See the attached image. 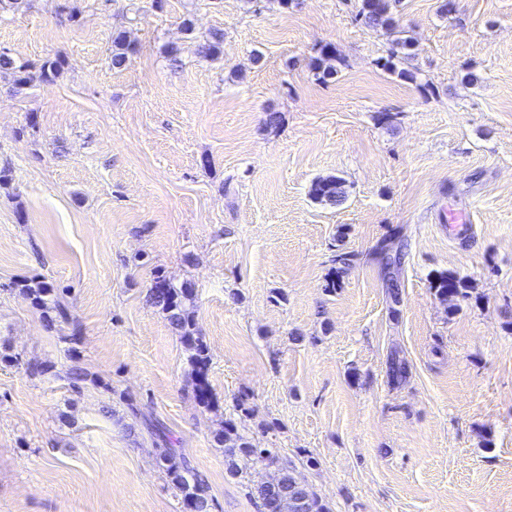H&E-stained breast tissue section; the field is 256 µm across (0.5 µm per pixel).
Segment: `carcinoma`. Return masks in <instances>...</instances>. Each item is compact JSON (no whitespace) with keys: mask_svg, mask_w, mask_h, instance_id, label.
Here are the masks:
<instances>
[{"mask_svg":"<svg viewBox=\"0 0 512 512\" xmlns=\"http://www.w3.org/2000/svg\"><path fill=\"white\" fill-rule=\"evenodd\" d=\"M399 0H357L354 20L372 29H380L391 37V44L382 67L402 78L416 80L411 41L399 36L398 24L394 17ZM224 31L215 29L197 44V54L205 59L215 60L223 54ZM133 52L132 41L120 32L112 38V67L124 66ZM315 69L326 79L338 73L343 60L328 46L321 48L320 56L313 61ZM64 61L57 57L42 63L19 61L6 52L0 53V70L10 74L15 89L21 91L36 83H51L61 73ZM310 195L320 204L335 207L346 199L345 181L335 175L316 178L310 187ZM435 293L443 300L465 297L466 288L450 276L438 278L434 284ZM20 294L31 304L43 311L55 309L61 321L70 322V315L58 298L56 288L46 282H32L20 289ZM147 302L165 314L168 322L180 334L185 344L193 350L191 365L196 374L195 396L204 403H210L207 382L209 350L197 336L195 321V297L190 285L173 284L161 272H156L147 290ZM394 382L407 378L409 365L395 353L390 367ZM149 428L157 445V460L165 471L170 484L183 496L188 512H208L210 497L208 487L195 471L189 458L173 446L167 428L160 422H150ZM218 442L224 444V462L229 473H239V460L245 458L252 464L274 470L271 481L266 485L250 486L249 495L255 500L259 512H330L326 503L310 488L302 473L283 463L273 448H260L246 435L238 431L232 422L224 424Z\"/></svg>","mask_w":512,"mask_h":512,"instance_id":"obj_1","label":"carcinoma"}]
</instances>
